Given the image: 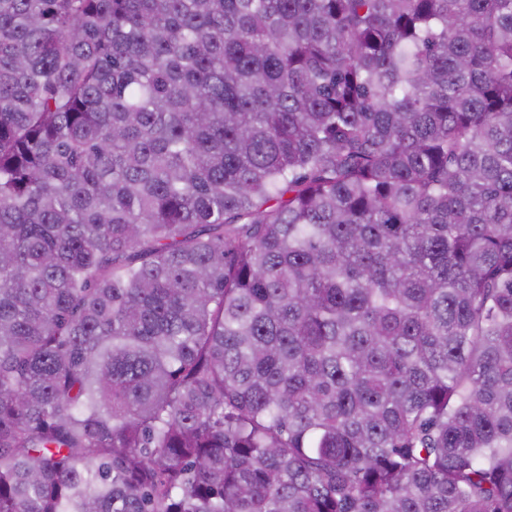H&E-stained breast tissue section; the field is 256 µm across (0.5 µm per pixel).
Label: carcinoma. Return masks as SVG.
<instances>
[{
	"label": "carcinoma",
	"instance_id": "cac0c4a2",
	"mask_svg": "<svg viewBox=\"0 0 512 512\" xmlns=\"http://www.w3.org/2000/svg\"><path fill=\"white\" fill-rule=\"evenodd\" d=\"M0 512H512V0H0Z\"/></svg>",
	"mask_w": 512,
	"mask_h": 512
}]
</instances>
